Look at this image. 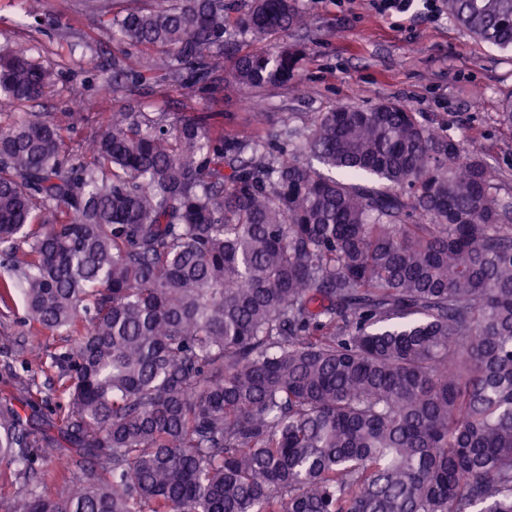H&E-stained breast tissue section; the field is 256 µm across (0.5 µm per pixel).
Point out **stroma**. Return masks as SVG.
<instances>
[{
  "mask_svg": "<svg viewBox=\"0 0 512 512\" xmlns=\"http://www.w3.org/2000/svg\"><path fill=\"white\" fill-rule=\"evenodd\" d=\"M306 28H291L266 42L268 49L298 47L299 70L288 85L247 90L222 80L212 85L172 86L165 77L166 52L156 65L141 67L142 47L120 42L98 14L80 0H41L36 15H26L24 0H0V50L31 48L34 58L55 73L36 111L65 120L74 100H82L84 119L72 140L88 138L107 115L137 112L207 113L211 124L233 132L251 113L267 112L272 124L288 115L308 123L319 112L352 105L361 109L398 101L419 112L435 128L455 125L476 136L495 170L502 192L512 196V130L497 121L502 99L512 94V52L489 46L459 26L447 10L437 18L419 8L379 13L371 0H300ZM125 59L116 90L104 88L97 63ZM14 342L0 353V403L11 402L34 435L59 425L58 372L51 354L68 343L65 333L32 339L22 298L0 305V338Z\"/></svg>",
  "mask_w": 512,
  "mask_h": 512,
  "instance_id": "35a3bbf8",
  "label": "stroma"
}]
</instances>
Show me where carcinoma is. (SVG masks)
Instances as JSON below:
<instances>
[{
	"mask_svg": "<svg viewBox=\"0 0 512 512\" xmlns=\"http://www.w3.org/2000/svg\"><path fill=\"white\" fill-rule=\"evenodd\" d=\"M91 2L172 84L224 70L233 0ZM446 7L512 48V0ZM304 25L250 0L228 77L288 84L301 54L261 42ZM52 80L0 52L5 106ZM269 119L112 112L85 150L49 112L0 126V301L70 337L62 439L0 410L6 512H512V200L476 137L398 102L284 123L336 177ZM60 455L55 497L33 461Z\"/></svg>",
	"mask_w": 512,
	"mask_h": 512,
	"instance_id": "cac0c4a2",
	"label": "carcinoma"
}]
</instances>
